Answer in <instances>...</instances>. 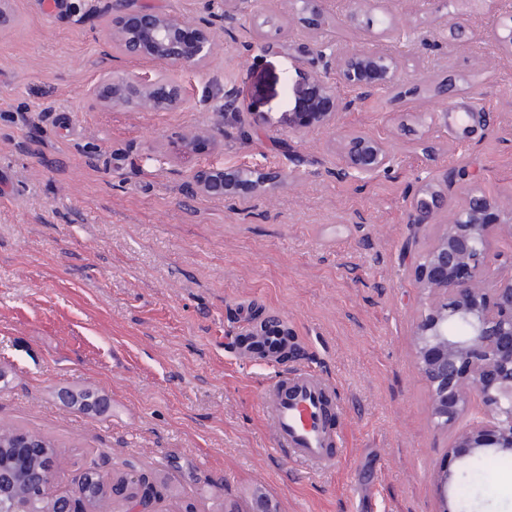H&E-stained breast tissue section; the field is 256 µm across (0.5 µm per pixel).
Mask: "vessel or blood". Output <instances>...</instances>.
Listing matches in <instances>:
<instances>
[{
  "instance_id": "obj_1",
  "label": "vessel or blood",
  "mask_w": 512,
  "mask_h": 512,
  "mask_svg": "<svg viewBox=\"0 0 512 512\" xmlns=\"http://www.w3.org/2000/svg\"><path fill=\"white\" fill-rule=\"evenodd\" d=\"M260 407L277 451L318 471L336 464L342 446L336 387L308 367L275 379L263 392Z\"/></svg>"
}]
</instances>
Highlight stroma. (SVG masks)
Wrapping results in <instances>:
<instances>
[{
  "label": "stroma",
  "instance_id": "1",
  "mask_svg": "<svg viewBox=\"0 0 512 512\" xmlns=\"http://www.w3.org/2000/svg\"><path fill=\"white\" fill-rule=\"evenodd\" d=\"M113 0H8L0 28V425L54 440L67 489L88 463L134 471L158 512H450L470 458L430 421L414 324L425 298L409 202L453 172L512 204V55L490 39L496 7L480 0H327L328 25L303 32L280 0H128L213 19L201 70L108 54ZM468 39L449 43L451 16ZM378 48L397 60L398 89L343 112L335 129L294 133L295 91L311 83L305 48ZM106 68L164 72L178 108L112 107L88 92ZM460 95L442 102L439 77ZM235 92L244 117L224 116ZM469 113L430 129L426 113ZM362 132L392 153L388 171L343 173L341 140ZM261 168L269 191L210 197L201 168ZM295 338L280 365H312L336 386L344 446L335 470L281 455L260 410L274 377L236 360L248 320ZM92 390L110 408L63 404ZM469 512H512V466L485 470Z\"/></svg>",
  "mask_w": 512,
  "mask_h": 512
}]
</instances>
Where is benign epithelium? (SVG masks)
<instances>
[{"label":"benign epithelium","mask_w":512,"mask_h":512,"mask_svg":"<svg viewBox=\"0 0 512 512\" xmlns=\"http://www.w3.org/2000/svg\"><path fill=\"white\" fill-rule=\"evenodd\" d=\"M301 24L317 31L327 24L324 0H300ZM495 43L512 52V13L491 30ZM218 38L210 22L162 14L150 8H127L112 17L109 46L131 57H149L161 64L197 70L204 66ZM340 76L353 93L350 107L370 94L396 83V60L374 50H348L339 56ZM90 95L110 105L132 104L146 111L170 110L182 98L181 86L167 75L139 76L105 72ZM340 97L318 72L312 85L297 94L295 111L288 113L289 130L333 129L340 114ZM347 170L372 177L390 166L389 148L362 132H350L342 141ZM200 190L229 197L241 189L254 190L277 182V176L256 170L225 173L200 169ZM445 189L422 186L411 203L412 223L428 227L440 214L448 215L442 232L423 248L414 277L425 297V307L414 326L415 351L430 387V418L437 428L454 431L448 451L463 449L477 457L512 453V253L500 243L512 241V206L502 207L482 186L473 182L459 204L448 208L453 179L443 177ZM473 413L469 425L454 430L457 421ZM48 452L38 439L17 435L10 439L0 429V456L13 463L9 493L0 491V512H33L32 494L49 496L41 512H112L107 503L87 502L78 508L75 492L95 472L85 467L67 491L51 492L58 468L57 456L39 465ZM108 496L124 498L123 512H157V497L143 477L129 472L110 484Z\"/></svg>","instance_id":"1"}]
</instances>
